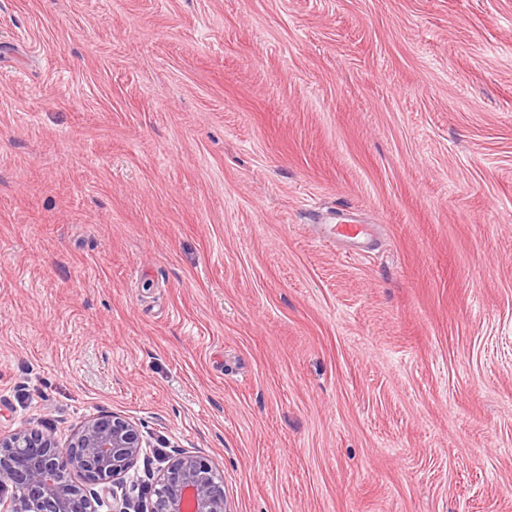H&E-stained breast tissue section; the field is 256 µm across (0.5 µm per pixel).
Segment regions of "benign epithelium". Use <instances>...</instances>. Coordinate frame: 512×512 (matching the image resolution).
<instances>
[{
  "label": "benign epithelium",
  "mask_w": 512,
  "mask_h": 512,
  "mask_svg": "<svg viewBox=\"0 0 512 512\" xmlns=\"http://www.w3.org/2000/svg\"><path fill=\"white\" fill-rule=\"evenodd\" d=\"M141 452L136 425L116 413L81 424L64 448L39 430L1 434L0 473L21 508L0 499V512H97L100 493L126 483ZM148 502L146 512H228L223 474L191 452L165 460Z\"/></svg>",
  "instance_id": "benign-epithelium-1"
}]
</instances>
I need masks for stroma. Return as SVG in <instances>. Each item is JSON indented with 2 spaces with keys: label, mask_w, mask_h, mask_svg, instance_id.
I'll return each mask as SVG.
<instances>
[{
  "label": "stroma",
  "mask_w": 512,
  "mask_h": 512,
  "mask_svg": "<svg viewBox=\"0 0 512 512\" xmlns=\"http://www.w3.org/2000/svg\"><path fill=\"white\" fill-rule=\"evenodd\" d=\"M112 412L231 512H512V0H0V433ZM324 237L336 239L337 242H343L350 249L347 251L358 253L364 251L360 245L369 235V226L367 224H359L353 220H340L336 222V218L325 224Z\"/></svg>",
  "instance_id": "1"
}]
</instances>
